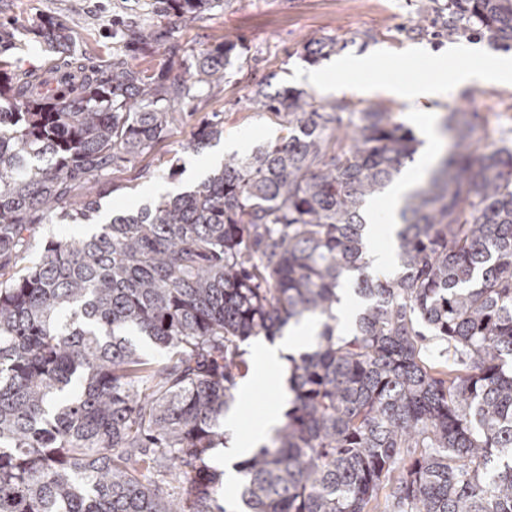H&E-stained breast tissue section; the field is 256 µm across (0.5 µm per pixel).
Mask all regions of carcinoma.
Segmentation results:
<instances>
[{
	"mask_svg": "<svg viewBox=\"0 0 512 512\" xmlns=\"http://www.w3.org/2000/svg\"><path fill=\"white\" fill-rule=\"evenodd\" d=\"M222 3L160 0L180 23ZM35 31L72 42L50 18ZM462 31L512 47V0H448V36ZM232 51L152 74L117 55L77 67L65 93L0 71V512H228L208 454L241 344L302 320L320 331L271 445L239 463L244 512H512V144L481 147L456 112L448 155L403 199L398 273L370 272L364 209L415 162L412 129L260 83L248 104L285 136L1 279L36 225L87 223L86 184L150 153ZM223 133L207 122L181 149ZM347 292L359 307L343 335ZM428 336L447 363H427Z\"/></svg>",
	"mask_w": 512,
	"mask_h": 512,
	"instance_id": "1",
	"label": "carcinoma"
}]
</instances>
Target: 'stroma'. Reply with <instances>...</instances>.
Segmentation results:
<instances>
[{
  "label": "stroma",
  "mask_w": 512,
  "mask_h": 512,
  "mask_svg": "<svg viewBox=\"0 0 512 512\" xmlns=\"http://www.w3.org/2000/svg\"><path fill=\"white\" fill-rule=\"evenodd\" d=\"M446 0H225L223 7L203 19L172 30L167 47L189 57L223 43L235 45L242 71H230L220 86L202 89L172 125L168 136L136 162L116 167L93 189L100 213L119 215L150 202L158 189L183 191L198 178L192 164L205 161L210 150L185 152L181 144L199 126L217 118L224 123L225 140L241 141L242 154L275 142L282 134L278 121L254 111L248 98L259 82L273 86L296 84L295 68H315L303 46L310 36L343 42L349 54L378 49L402 51L422 48L433 54L447 50L444 31ZM51 18L68 27L74 38L70 50H48L34 32L42 19ZM167 26L156 0H0V30L14 31L15 38L0 52V69L43 68L77 55L84 65L106 69L113 53L132 51L133 61L143 68L159 70L166 65L167 48L146 38L147 33ZM315 105L358 111L383 105L398 121H406L407 106L383 94L339 91L313 92ZM421 111L444 118L451 111L467 113L482 143L512 138V85L488 84L421 103ZM291 394L279 386L256 387L249 404L234 400L247 434L254 418L270 407L286 412Z\"/></svg>",
  "instance_id": "obj_1"
}]
</instances>
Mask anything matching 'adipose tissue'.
<instances>
[{
	"label": "adipose tissue",
	"instance_id": "obj_1",
	"mask_svg": "<svg viewBox=\"0 0 512 512\" xmlns=\"http://www.w3.org/2000/svg\"><path fill=\"white\" fill-rule=\"evenodd\" d=\"M317 331L316 324L304 321L297 325H289L283 336L274 342L261 343L256 351L249 378L243 387L244 393H251L253 387L262 381L272 380L278 384L284 383L288 375L289 357L304 351ZM278 423L279 418L276 411H267L262 419L253 425L252 432L247 439L237 440L229 447L225 453L227 467L224 479L226 483L232 484L237 480V471L234 467L236 460L251 449L264 445Z\"/></svg>",
	"mask_w": 512,
	"mask_h": 512
}]
</instances>
